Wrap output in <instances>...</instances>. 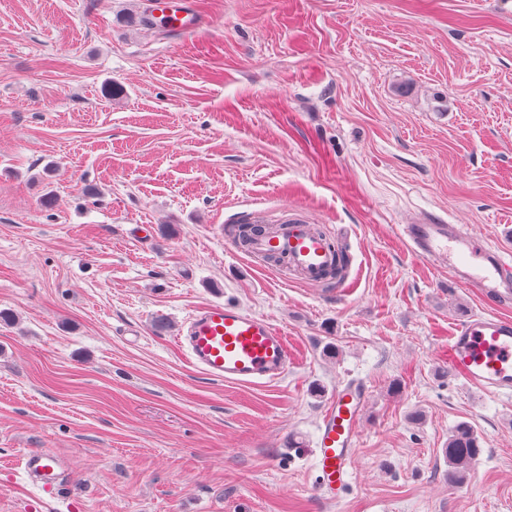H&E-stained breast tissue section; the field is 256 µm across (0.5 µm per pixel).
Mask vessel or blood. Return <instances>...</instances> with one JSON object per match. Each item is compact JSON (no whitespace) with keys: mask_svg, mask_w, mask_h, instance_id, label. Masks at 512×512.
<instances>
[{"mask_svg":"<svg viewBox=\"0 0 512 512\" xmlns=\"http://www.w3.org/2000/svg\"><path fill=\"white\" fill-rule=\"evenodd\" d=\"M155 23L186 34L202 25L190 0L170 7L157 0ZM402 239L411 251L436 269L451 272L455 282L477 294L493 311L460 320L448 344L450 370L469 386L491 397H512V255L495 249L458 224L423 218L403 225ZM255 256H284L290 271L308 283L323 282L341 261L337 243L295 214L250 238ZM179 343L191 365L209 378L246 384L271 383L288 371L292 357L287 335L264 316L239 307L212 303L189 317ZM367 402L362 384L337 386L316 426L314 448L319 496L335 501L350 486L353 461ZM59 463L42 452L26 458V470L44 490L59 481Z\"/></svg>","mask_w":512,"mask_h":512,"instance_id":"b4317fda","label":"vessel or blood"}]
</instances>
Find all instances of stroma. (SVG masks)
<instances>
[{"instance_id": "obj_1", "label": "stroma", "mask_w": 512, "mask_h": 512, "mask_svg": "<svg viewBox=\"0 0 512 512\" xmlns=\"http://www.w3.org/2000/svg\"><path fill=\"white\" fill-rule=\"evenodd\" d=\"M148 4L0 0V512H512V398L448 368L484 306L396 233L431 213L512 253V0H193L189 35ZM292 212L344 232L350 296L224 239ZM210 303L286 332L280 381L190 365ZM350 381L328 502L316 425ZM461 422L482 452L452 485ZM366 393L363 384L337 386L316 426V490L330 502L336 501L351 484ZM26 470L33 482L44 490H54L59 481V463L42 452L34 451L26 458Z\"/></svg>"}]
</instances>
